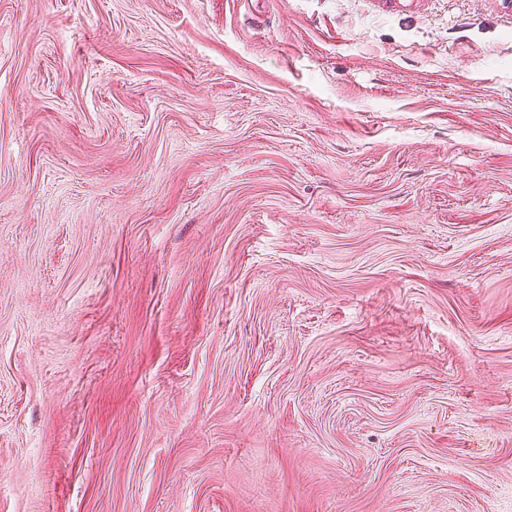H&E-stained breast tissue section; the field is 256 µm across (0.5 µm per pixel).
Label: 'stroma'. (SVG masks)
Instances as JSON below:
<instances>
[{"mask_svg": "<svg viewBox=\"0 0 512 512\" xmlns=\"http://www.w3.org/2000/svg\"><path fill=\"white\" fill-rule=\"evenodd\" d=\"M0 0V512H512V0Z\"/></svg>", "mask_w": 512, "mask_h": 512, "instance_id": "35a3bbf8", "label": "stroma"}]
</instances>
